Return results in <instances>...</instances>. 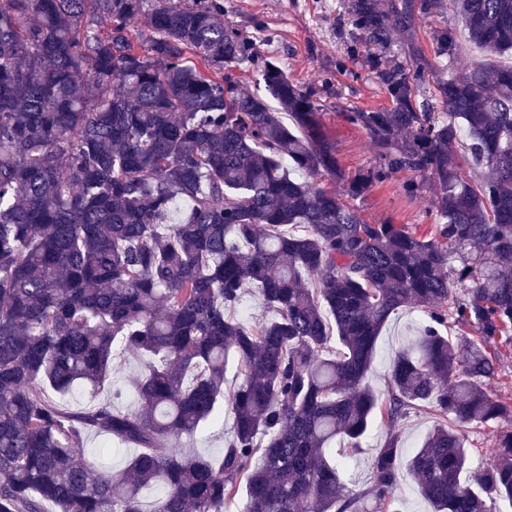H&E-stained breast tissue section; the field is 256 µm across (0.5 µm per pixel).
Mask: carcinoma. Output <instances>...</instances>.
I'll use <instances>...</instances> for the list:
<instances>
[{
	"instance_id": "obj_1",
	"label": "carcinoma",
	"mask_w": 512,
	"mask_h": 512,
	"mask_svg": "<svg viewBox=\"0 0 512 512\" xmlns=\"http://www.w3.org/2000/svg\"><path fill=\"white\" fill-rule=\"evenodd\" d=\"M448 4L488 59L512 52V0H348L350 53L373 48L391 99L346 113L378 157L348 179L313 94L224 0H0V512H226L239 497L238 512H400L405 476L433 512L512 504V404L486 391L512 343V65L454 71L460 36L437 27L439 111L418 101V20ZM240 67L278 108L241 89ZM400 171L431 180L435 236L370 224L344 200ZM247 288L260 325L229 314ZM402 307L426 320L380 392L376 343ZM125 351L147 362L122 410V389L99 395ZM78 385L81 411L48 396ZM419 409L435 424L403 462ZM226 411L221 456L181 452ZM377 421L385 439L356 492L336 438L359 448ZM492 423L494 457L474 469L461 427ZM90 431L135 455L97 468Z\"/></svg>"
}]
</instances>
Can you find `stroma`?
I'll list each match as a JSON object with an SVG mask.
<instances>
[{"label": "stroma", "mask_w": 512, "mask_h": 512, "mask_svg": "<svg viewBox=\"0 0 512 512\" xmlns=\"http://www.w3.org/2000/svg\"><path fill=\"white\" fill-rule=\"evenodd\" d=\"M224 6L260 51L276 58L289 78L323 105L327 135L345 176L374 166L376 153L366 131L346 115L388 108L390 98L367 63L370 47H362L358 56L347 55L344 0H224ZM413 178L410 172L393 174L352 205L369 223L403 224L416 233L434 235L438 216L431 189L415 196L403 190ZM423 320L419 309L405 307L383 328L369 376L377 390H384L397 350Z\"/></svg>", "instance_id": "1"}]
</instances>
